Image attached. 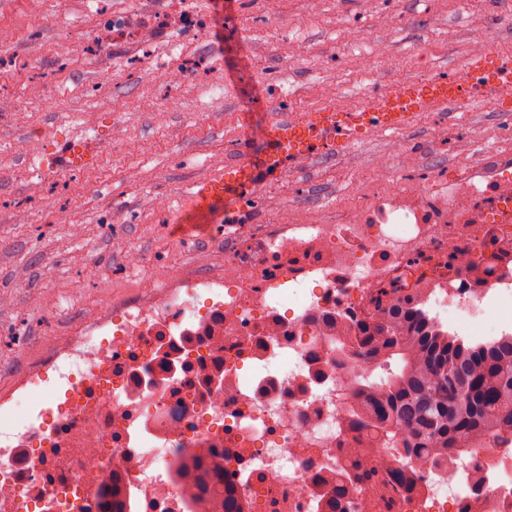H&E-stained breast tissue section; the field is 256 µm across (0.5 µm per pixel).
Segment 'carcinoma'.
I'll use <instances>...</instances> for the list:
<instances>
[{
	"label": "carcinoma",
	"instance_id": "1",
	"mask_svg": "<svg viewBox=\"0 0 512 512\" xmlns=\"http://www.w3.org/2000/svg\"><path fill=\"white\" fill-rule=\"evenodd\" d=\"M500 274L512 275V250L485 252L460 267L458 290L473 291ZM421 289L378 288L372 309L352 321L339 355L363 365L352 380L353 426L370 448H391L398 467L384 474L360 465L321 491L325 506L339 512L354 488L394 484L405 494L419 489L424 473L445 471L487 435H512V335L466 346L443 331L421 308Z\"/></svg>",
	"mask_w": 512,
	"mask_h": 512
}]
</instances>
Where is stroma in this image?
Listing matches in <instances>:
<instances>
[{
    "label": "stroma",
    "instance_id": "1",
    "mask_svg": "<svg viewBox=\"0 0 512 512\" xmlns=\"http://www.w3.org/2000/svg\"><path fill=\"white\" fill-rule=\"evenodd\" d=\"M479 47L512 49V0H0V394L151 286L223 273V225L179 237L180 203L238 144L261 155L277 111L366 107ZM80 133L96 165L43 171ZM451 177L488 200L512 180L504 102L267 179L242 234L351 224L373 193Z\"/></svg>",
    "mask_w": 512,
    "mask_h": 512
}]
</instances>
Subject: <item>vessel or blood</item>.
Returning <instances> with one entry per match:
<instances>
[{
  "label": "vessel or blood",
  "mask_w": 512,
  "mask_h": 512,
  "mask_svg": "<svg viewBox=\"0 0 512 512\" xmlns=\"http://www.w3.org/2000/svg\"><path fill=\"white\" fill-rule=\"evenodd\" d=\"M464 77L434 76L383 90L365 109L322 106L307 112H281L269 124L260 158L225 162L223 171L197 184L180 213V228L215 224L240 211L262 179L292 169L298 162L341 156L371 135L413 128L427 112L473 107L500 89H512V51L471 55ZM98 155L91 141L68 139L50 155L67 170L93 166Z\"/></svg>",
  "instance_id": "obj_1"
}]
</instances>
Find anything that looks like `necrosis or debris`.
<instances>
[{
    "label": "necrosis or debris",
    "instance_id": "necrosis-or-debris-1",
    "mask_svg": "<svg viewBox=\"0 0 512 512\" xmlns=\"http://www.w3.org/2000/svg\"><path fill=\"white\" fill-rule=\"evenodd\" d=\"M481 193L449 178L434 198H371L353 224H287L233 249L224 274L172 279L166 290L86 328L0 396V512H201L176 460L211 456L217 486L250 512H320L315 477L366 447L347 427L350 381L332 316L362 313L375 288H423L437 323L461 313L481 336L493 310L512 334V278L477 291L434 290L449 257L479 250L489 229ZM58 388L50 413L23 401ZM498 466L482 512H512V442L487 438L422 491H392L396 512H460L466 479Z\"/></svg>",
    "mask_w": 512,
    "mask_h": 512
}]
</instances>
